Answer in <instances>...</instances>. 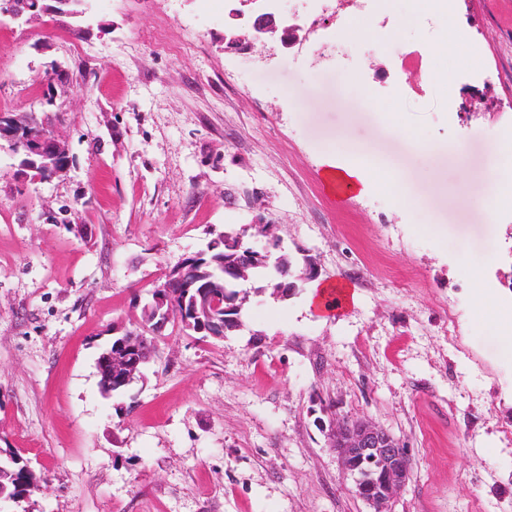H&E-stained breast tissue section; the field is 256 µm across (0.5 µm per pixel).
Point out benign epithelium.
<instances>
[{"instance_id": "7a95c632", "label": "benign epithelium", "mask_w": 512, "mask_h": 512, "mask_svg": "<svg viewBox=\"0 0 512 512\" xmlns=\"http://www.w3.org/2000/svg\"><path fill=\"white\" fill-rule=\"evenodd\" d=\"M36 15L30 0H6L0 16L14 22ZM281 32L280 43L290 49L306 39L309 30L298 23H289L273 11L256 13L248 32L232 35L226 41L229 50H241L268 35ZM10 141L11 150L20 170L35 173L34 180L50 181L67 174L71 164L68 146L48 123L33 126L27 112H1L0 138ZM178 293L172 288L157 291L153 305L160 308L152 320L151 332L162 330L173 318ZM139 340H122L116 346H107L97 359V373L101 377L105 396L112 392V378L123 385H133L143 378L147 359L137 355ZM328 440L338 456L343 477L351 481L355 494L373 512H390L388 506L408 485L412 462L407 446L372 419H349L333 414L329 417Z\"/></svg>"}]
</instances>
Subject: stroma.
<instances>
[{"mask_svg": "<svg viewBox=\"0 0 512 512\" xmlns=\"http://www.w3.org/2000/svg\"><path fill=\"white\" fill-rule=\"evenodd\" d=\"M239 0H86L0 21V112L56 120L73 163L33 183L0 141V449L42 479L0 512H369L321 424L367 416L412 451L391 512H512V353L475 294L512 299V209L484 218L512 129V0H455L447 51L407 17L348 0L339 60L278 37L224 48ZM396 51L368 53L381 16ZM477 68L474 81L429 80ZM374 108H365L364 98ZM376 170L339 197L327 150ZM405 185L408 199L397 187ZM275 219L291 257L354 299L322 317L309 282L249 291L202 342L167 325L145 379L105 398L96 359L212 229ZM456 307V326L448 309Z\"/></svg>", "mask_w": 512, "mask_h": 512, "instance_id": "obj_1", "label": "stroma"}]
</instances>
